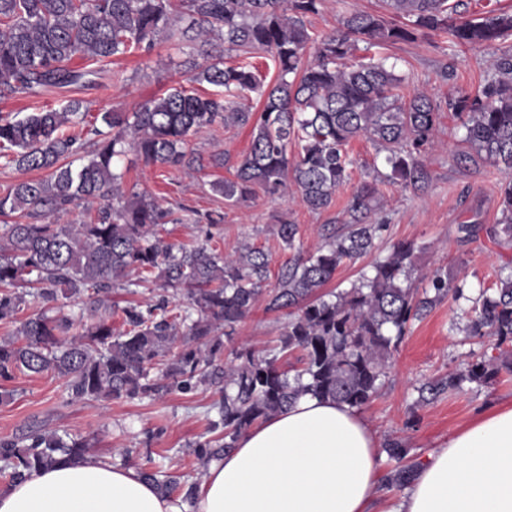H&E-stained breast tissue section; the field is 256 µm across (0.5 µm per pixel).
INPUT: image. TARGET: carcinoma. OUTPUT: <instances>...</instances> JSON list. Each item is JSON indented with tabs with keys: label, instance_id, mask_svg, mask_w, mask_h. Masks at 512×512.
<instances>
[{
	"label": "carcinoma",
	"instance_id": "carcinoma-1",
	"mask_svg": "<svg viewBox=\"0 0 512 512\" xmlns=\"http://www.w3.org/2000/svg\"><path fill=\"white\" fill-rule=\"evenodd\" d=\"M385 12L353 11L336 30L318 35L306 18L323 0H0V98L37 97L97 75L112 58L150 53L159 40L194 42L210 36L227 51L244 56L224 65V55L195 64L187 84L150 98L131 112L92 114L79 99L21 119L0 116V159L4 165L45 176L0 189V216L21 221L0 225V322L17 321L34 301L89 299L90 322L79 338L69 337L74 320L44 313L20 321L17 334L0 340V402L13 399L5 383L16 374L51 373L66 379L75 400H121L197 385L221 387L210 428L219 435L197 445L207 466L235 447L254 425L312 394L362 409L376 396L394 352L412 321L447 298L467 299L465 285L434 273L427 287L414 286L415 246L401 243L348 289L324 286L346 260L376 247L383 225L369 220L379 203L377 181L356 187L343 228L325 235L314 254L283 266L277 284L265 288L271 259L245 246L225 255L207 245L165 242L159 226L172 211L147 192L121 191L116 163L131 153L146 166L179 168L194 163L185 145L216 123L252 130L248 153L234 166L233 178L212 184L231 202L245 201L257 188L279 195L297 187L311 212L328 210L355 164L347 147L366 139L385 152L390 176L402 186L422 175V158L433 146L442 109L457 121L464 150L461 162L512 169V54L493 60V75L480 94L438 102L422 91L404 99L406 77L395 65L369 54L373 48L446 35L460 46L494 49L512 38V12H489L477 19L456 17L450 0H382ZM184 28L175 27L182 17ZM314 60L303 64L308 49ZM267 54L277 69L273 84H261L249 54ZM364 55L358 57L356 53ZM220 89L202 96L195 85ZM256 93L261 104H246ZM297 155L288 157V144ZM80 157L75 167L67 161ZM88 199L102 205L83 210L79 222L58 218ZM501 218L489 233L512 241V181L501 193ZM277 235L292 250L298 224L282 219ZM130 271L142 279L156 273L165 288L186 291L189 306L176 314L163 300L147 310L121 308L126 329L112 328V305L100 297ZM269 311H288L276 343L235 353L219 364L223 341L247 316L259 297ZM466 335L488 338L498 354H485L457 373L418 388L425 403L466 383L489 384L512 368V271L463 312ZM178 352L173 354V347ZM300 353L301 367H283ZM91 444L83 437L34 431L0 440V476L13 482L40 468L80 461ZM385 451L397 466L386 485L411 483L417 463L405 462L407 449L391 440ZM140 478L165 496L193 503L198 483L147 460Z\"/></svg>",
	"mask_w": 512,
	"mask_h": 512
}]
</instances>
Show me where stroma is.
I'll use <instances>...</instances> for the list:
<instances>
[{
  "label": "stroma",
  "instance_id": "obj_1",
  "mask_svg": "<svg viewBox=\"0 0 512 512\" xmlns=\"http://www.w3.org/2000/svg\"><path fill=\"white\" fill-rule=\"evenodd\" d=\"M381 8V0H325L321 12L307 17L306 22L316 32L329 33L346 12ZM223 47L217 39L206 47L197 42L177 45L162 41L151 55L116 61L114 67L121 71V80H113L106 72L99 87L73 96L95 113L112 109L129 112L143 100L184 82L189 60L202 59L204 52L213 53ZM382 53L408 74L404 95L425 90L441 101L451 95L477 94L492 55L485 47L454 46L443 37L399 43L383 48ZM73 96L64 92L35 99L2 100L0 115L23 116L41 106H59ZM441 125L438 144L423 159L424 181L407 188L381 186L376 217L385 221L387 228L376 249L340 265L331 288L350 287L361 273L370 271L376 260L400 243L411 242L419 248L415 279L421 287L434 271L441 270L463 282L467 294L475 298L482 290L496 286L502 267H512V242L497 241L489 233L500 216V195L506 183L512 181V171L487 164L457 163L460 146L449 132L454 121L445 117ZM250 142V128L213 126L191 138L186 146L187 152L205 160L203 169L147 168L125 159L118 164L124 172L121 189L127 194L148 191L166 207L181 203L203 214L223 213L222 224L171 222L164 225L162 234L175 244L205 243L227 254L244 245L264 249L271 255L270 271L275 274L293 251L307 255L323 244L325 225L341 224L353 186L372 180L375 167L383 163L382 155L370 142L353 141L350 150L357 164L351 183L337 191L332 207L322 213L300 206L293 188L275 198L260 194L249 204L235 205L216 194L211 185L231 177L234 164L247 153ZM219 153L227 158V165L210 167V156ZM287 217L299 227L291 251L283 249L275 233L276 224ZM463 224L479 225L480 230L476 236H466L459 230ZM162 298L176 312L186 305L184 294L163 287L161 279L154 276L135 290L115 288L107 294L116 309ZM462 309V304L448 299L413 322L394 354L385 384L361 410L379 443L401 441L415 462H424L429 453L479 412L501 402H512V372L504 369L493 383L469 384L462 392L416 405L415 389L421 383L466 369L475 355L491 347L490 342L465 338L459 329ZM286 321L285 313L268 311L265 300H258L237 325L234 335L225 339L222 362H230L237 349L260 348L275 340ZM11 387L15 391L13 399L0 403V440L19 438L33 430L82 435L90 438L93 456L112 465L137 468L147 458L164 457L194 480L206 478L207 471L196 458L194 448L212 437L209 409L220 398L216 388L199 386L187 392L116 401L74 400L65 379L50 373L18 375Z\"/></svg>",
  "mask_w": 512,
  "mask_h": 512
}]
</instances>
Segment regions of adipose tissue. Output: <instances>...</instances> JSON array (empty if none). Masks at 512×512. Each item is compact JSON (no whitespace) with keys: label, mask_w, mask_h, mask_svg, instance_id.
I'll return each mask as SVG.
<instances>
[{"label":"adipose tissue","mask_w":512,"mask_h":512,"mask_svg":"<svg viewBox=\"0 0 512 512\" xmlns=\"http://www.w3.org/2000/svg\"><path fill=\"white\" fill-rule=\"evenodd\" d=\"M356 409L305 395L212 461L194 512H369L382 480ZM131 468L90 458L0 491V512H184ZM396 512H512V403L477 415L421 463Z\"/></svg>","instance_id":"1"}]
</instances>
